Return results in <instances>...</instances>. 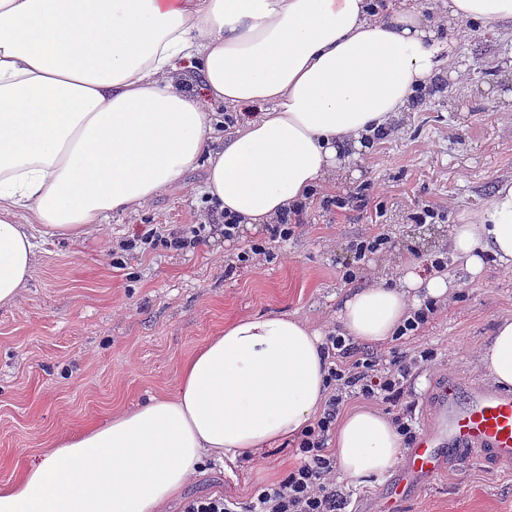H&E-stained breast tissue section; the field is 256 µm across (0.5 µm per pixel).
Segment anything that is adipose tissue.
Returning <instances> with one entry per match:
<instances>
[{"instance_id":"ef3b65f1","label":"adipose tissue","mask_w":512,"mask_h":512,"mask_svg":"<svg viewBox=\"0 0 512 512\" xmlns=\"http://www.w3.org/2000/svg\"><path fill=\"white\" fill-rule=\"evenodd\" d=\"M373 0H0V306L35 270L40 236L75 240L113 214L149 207L186 173L205 174L211 209L272 224L335 177L347 150L450 70L459 26L512 23V0H443L373 11ZM198 71L205 92L178 88ZM245 113L215 138L216 108ZM471 277L512 268V181L453 225ZM447 273L407 266L350 288L336 319L383 344ZM322 334L285 314L239 318L180 366L174 396L152 397L82 431L0 483V512H164L202 469L297 437L323 409ZM512 390V319L478 352ZM340 478L382 475L403 455L392 421L358 408L339 423Z\"/></svg>"}]
</instances>
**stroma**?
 I'll return each mask as SVG.
<instances>
[{"mask_svg":"<svg viewBox=\"0 0 512 512\" xmlns=\"http://www.w3.org/2000/svg\"><path fill=\"white\" fill-rule=\"evenodd\" d=\"M466 29L457 73L445 89L423 93L418 105L396 113L392 135L368 144L309 198L303 228L264 265L237 260L265 236L261 224L241 226L235 240L207 238L180 255L122 251L149 229L183 232L199 223L207 209L199 170L147 211L114 215L76 241L40 240L28 287L15 304L0 306V480L39 458L61 431L173 394L181 363L226 322L282 313L315 329L335 326L347 288L341 270L349 262L359 286L391 277L398 265L430 270L436 258L455 283L453 297L416 335L365 346V353L388 358L433 353L412 372L397 404L376 400L373 408L416 420L421 399L449 377L487 382L477 352L499 320L512 319V270L491 263L471 278L448 239L454 224L486 208L498 184L512 180V25L470 22ZM336 195L346 198L345 208L327 204ZM427 205L438 218L417 221ZM379 234L387 239L382 249L354 261L352 245ZM296 463L289 444L207 465L165 512H181L186 497L206 493L247 501ZM387 481L371 476L336 488L347 512H382ZM401 512H512V468L463 463L412 488Z\"/></svg>","mask_w":512,"mask_h":512,"instance_id":"obj_1","label":"stroma"}]
</instances>
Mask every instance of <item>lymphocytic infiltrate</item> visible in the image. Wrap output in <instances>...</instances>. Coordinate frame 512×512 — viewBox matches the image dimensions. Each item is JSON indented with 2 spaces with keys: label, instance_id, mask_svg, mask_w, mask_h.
Segmentation results:
<instances>
[{
  "label": "lymphocytic infiltrate",
  "instance_id": "obj_1",
  "mask_svg": "<svg viewBox=\"0 0 512 512\" xmlns=\"http://www.w3.org/2000/svg\"><path fill=\"white\" fill-rule=\"evenodd\" d=\"M302 224L301 207L286 211L270 225L268 239L252 241L241 253V261L259 265L270 260V243L288 241ZM239 230L236 219L228 216L219 225H191L186 233L164 235L152 229L140 235L139 241L148 249L162 246L180 254L210 234L223 233L230 241L238 237ZM326 352L330 392L322 413L298 438L295 448L299 461L288 475L278 483L254 490L246 502L221 494L189 497L182 512H343L346 500L336 489V457L328 450L341 412L354 398L398 402L413 364L402 357H359L350 338L333 333L327 338Z\"/></svg>",
  "mask_w": 512,
  "mask_h": 512
}]
</instances>
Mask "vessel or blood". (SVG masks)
I'll list each match as a JSON object with an SVG mask.
<instances>
[{"instance_id":"vessel-or-blood-1","label":"vessel or blood","mask_w":512,"mask_h":512,"mask_svg":"<svg viewBox=\"0 0 512 512\" xmlns=\"http://www.w3.org/2000/svg\"><path fill=\"white\" fill-rule=\"evenodd\" d=\"M422 409L428 420L391 481L387 512H395L409 488L474 454L512 466V392L454 378L432 389Z\"/></svg>"}]
</instances>
